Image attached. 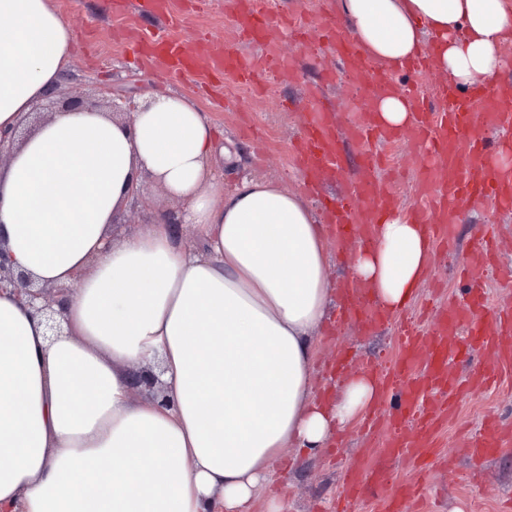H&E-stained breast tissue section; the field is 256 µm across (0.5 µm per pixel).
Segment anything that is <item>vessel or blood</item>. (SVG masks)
Wrapping results in <instances>:
<instances>
[{"instance_id":"vessel-or-blood-1","label":"vessel or blood","mask_w":512,"mask_h":512,"mask_svg":"<svg viewBox=\"0 0 512 512\" xmlns=\"http://www.w3.org/2000/svg\"><path fill=\"white\" fill-rule=\"evenodd\" d=\"M142 7L169 26L170 32L142 31L139 55L158 62L172 75L191 76L199 87L231 78L260 95L266 91V73L292 79L293 60L273 47L284 28L300 49L328 53L337 71L351 77L362 94L355 117L340 125L338 112L324 106L321 89L309 88L301 134L292 146L303 189L320 198L327 232L340 244L357 249L372 246L379 224L399 208V199L386 181L406 170L416 174L415 202L408 209L410 221L426 225L436 245H452L454 211L470 199L512 207V180H504L489 164L481 138L487 129L499 131L503 139L512 138L511 97L482 86L459 92L432 72L424 55L411 64L424 87L406 91L414 116L406 128L391 130L379 124L375 101L381 93L392 91L393 85L335 12L321 13L314 27L293 15L272 14L262 0H227L225 16L234 25L238 43L264 47L263 52L246 56L236 46L216 48L214 40L204 34L185 42L179 34L184 12L176 8L174 0H143ZM344 137L365 146L362 170L352 179L346 176L339 147ZM382 142L406 145L399 165H392L389 155L379 150ZM341 179L346 182L341 195L322 197L326 185ZM494 246L493 225H482L480 239L459 268L460 277L470 284L467 300L451 298L432 307L425 314L428 328L424 331L413 318L395 317L378 308L360 283L342 286L337 321H356L366 335L392 320L398 321L399 329L391 361L341 356L329 367L339 375L360 371L373 377L379 389L374 409L359 426L367 440L345 468L336 512H352L353 503L361 500L373 501L374 512H414L426 488L420 477L395 479L389 462L403 457L414 461L421 473L427 472L437 459L438 435L456 419L466 391L489 390L502 381H512V306L491 305L484 287L494 270ZM466 349L476 351L488 370L474 373L464 388L452 367ZM511 447L512 430L489 420L465 452L479 468Z\"/></svg>"}]
</instances>
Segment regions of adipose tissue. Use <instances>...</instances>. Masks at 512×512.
<instances>
[{
  "label": "adipose tissue",
  "instance_id": "adipose-tissue-1",
  "mask_svg": "<svg viewBox=\"0 0 512 512\" xmlns=\"http://www.w3.org/2000/svg\"><path fill=\"white\" fill-rule=\"evenodd\" d=\"M388 71L436 38L452 83L496 76L512 0H336ZM75 27L49 0H0V131L16 128L72 60ZM216 133L185 96L155 94L130 120L97 107L53 113L0 166V238L35 280L66 285L67 328L0 290V512H282L262 498L288 450L313 457L362 417L375 387L355 375L315 397L317 331L335 301L327 241L309 204L244 178L225 190ZM150 176L207 250L157 217L113 241L114 216ZM425 230L395 217L351 280L403 309L433 263ZM160 365L164 399L134 397Z\"/></svg>",
  "mask_w": 512,
  "mask_h": 512
}]
</instances>
